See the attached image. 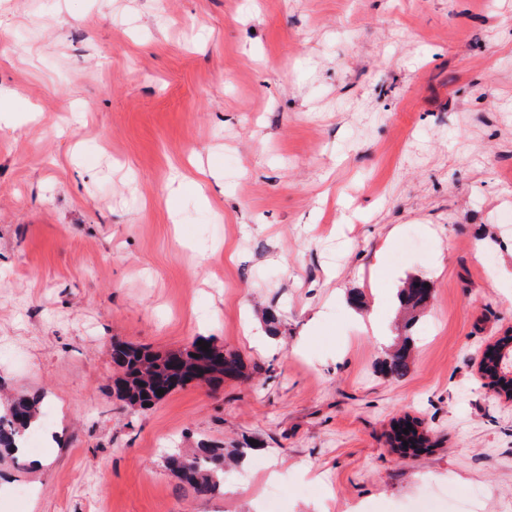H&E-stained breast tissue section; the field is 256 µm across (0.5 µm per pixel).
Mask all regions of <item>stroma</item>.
Returning <instances> with one entry per match:
<instances>
[{"label":"stroma","mask_w":512,"mask_h":512,"mask_svg":"<svg viewBox=\"0 0 512 512\" xmlns=\"http://www.w3.org/2000/svg\"><path fill=\"white\" fill-rule=\"evenodd\" d=\"M8 103L38 118L0 122V389L46 431L0 512H413L425 481L512 512L478 372L512 336V0H0ZM199 336L245 377L117 400L113 340ZM406 416L427 452L390 450ZM203 442L249 451L207 498L165 468ZM419 283V286H416ZM426 281L419 278L409 279L403 288L399 290L398 301L400 310L409 316V320H413L416 317V313L425 307L427 304L431 288L425 286ZM411 351L409 339H405L400 346L395 347L388 355L385 363L386 371L392 378L402 377L408 370V358Z\"/></svg>","instance_id":"35a3bbf8"}]
</instances>
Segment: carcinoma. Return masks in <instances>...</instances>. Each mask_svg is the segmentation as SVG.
<instances>
[{
	"mask_svg": "<svg viewBox=\"0 0 512 512\" xmlns=\"http://www.w3.org/2000/svg\"><path fill=\"white\" fill-rule=\"evenodd\" d=\"M431 288L419 278L409 279L399 290L400 310L414 319L425 307ZM208 351L201 350L197 342L189 346L155 353L133 344L116 340L112 342V364L121 372L116 383V397L131 409L147 410L162 401L177 389L196 384L204 379L212 388H219L226 378L241 375L244 365L239 355L210 343ZM411 351L406 339L388 355L385 363L387 373L402 377L408 370ZM512 358V336L501 338L489 347L482 359L483 373L488 385L498 389L506 398L512 399V368L505 366V359ZM164 394H157V390ZM38 398L19 396L7 406L0 407V453L16 457L22 449V441L33 429ZM398 428L390 437V448L403 454L418 455L430 448L429 439L418 433V422L404 418L397 422ZM408 432H403V429ZM248 449L234 448L230 451L208 444H200L186 451L177 449L165 459L166 469L181 483L188 485L198 497H210L220 493L224 482V467L230 461L240 463Z\"/></svg>",
	"mask_w": 512,
	"mask_h": 512,
	"instance_id": "1",
	"label": "carcinoma"
}]
</instances>
